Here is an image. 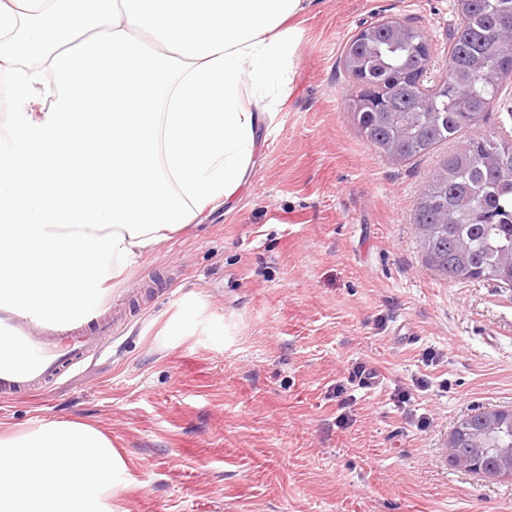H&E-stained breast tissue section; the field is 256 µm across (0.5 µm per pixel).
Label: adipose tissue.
I'll list each match as a JSON object with an SVG mask.
<instances>
[{"label":"adipose tissue","mask_w":512,"mask_h":512,"mask_svg":"<svg viewBox=\"0 0 512 512\" xmlns=\"http://www.w3.org/2000/svg\"><path fill=\"white\" fill-rule=\"evenodd\" d=\"M312 0H0V306L78 317L216 200L232 205ZM86 423L0 434V512H112Z\"/></svg>","instance_id":"ef3b65f1"}]
</instances>
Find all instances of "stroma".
<instances>
[{"mask_svg": "<svg viewBox=\"0 0 512 512\" xmlns=\"http://www.w3.org/2000/svg\"><path fill=\"white\" fill-rule=\"evenodd\" d=\"M455 2L314 0L233 208L107 283L120 333L44 396L0 403V431L100 429L124 463L118 512H512V478L448 460L461 419L512 409V288L444 278L413 225L458 142L395 161L346 107L350 39L388 18L418 28L433 85Z\"/></svg>", "mask_w": 512, "mask_h": 512, "instance_id": "1", "label": "stroma"}]
</instances>
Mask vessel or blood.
I'll use <instances>...</instances> for the list:
<instances>
[{
  "mask_svg": "<svg viewBox=\"0 0 512 512\" xmlns=\"http://www.w3.org/2000/svg\"><path fill=\"white\" fill-rule=\"evenodd\" d=\"M112 333L111 321L93 312L80 323L54 326L27 308L0 307V400L52 387Z\"/></svg>",
  "mask_w": 512,
  "mask_h": 512,
  "instance_id": "1",
  "label": "vessel or blood"
}]
</instances>
